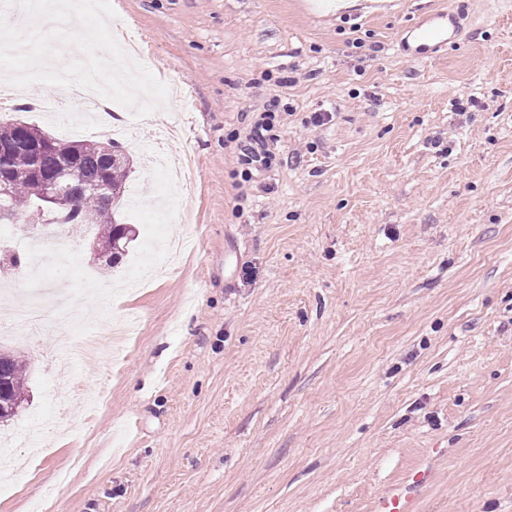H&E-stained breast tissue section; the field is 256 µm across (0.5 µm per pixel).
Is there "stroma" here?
Instances as JSON below:
<instances>
[{
	"mask_svg": "<svg viewBox=\"0 0 512 512\" xmlns=\"http://www.w3.org/2000/svg\"><path fill=\"white\" fill-rule=\"evenodd\" d=\"M335 2L111 0L168 106H111L123 263L75 226L46 281L96 342L64 420L6 345L30 401L0 438L52 431L0 512H375L422 468L417 512H512V0ZM434 11L454 44L410 60ZM56 99L6 89L0 119L59 133ZM272 114H264L261 119L254 122L246 144L242 148L241 160L247 165H253L256 169H269L273 156L267 150L268 133L272 130Z\"/></svg>",
	"mask_w": 512,
	"mask_h": 512,
	"instance_id": "1",
	"label": "stroma"
}]
</instances>
